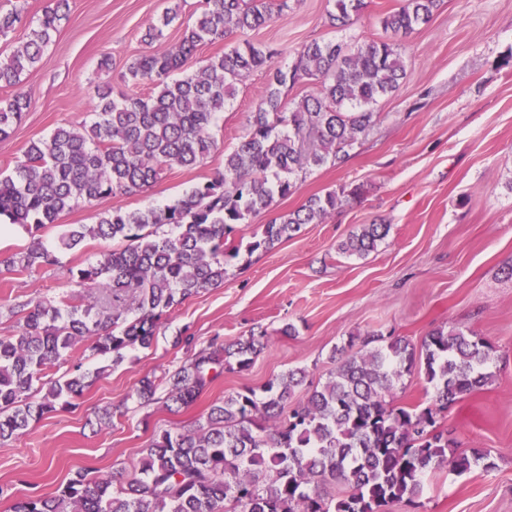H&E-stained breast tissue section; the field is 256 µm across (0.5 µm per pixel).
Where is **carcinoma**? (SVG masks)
Listing matches in <instances>:
<instances>
[{
	"mask_svg": "<svg viewBox=\"0 0 512 512\" xmlns=\"http://www.w3.org/2000/svg\"><path fill=\"white\" fill-rule=\"evenodd\" d=\"M52 2L29 22L26 41L0 61V140L11 136L31 106L23 76L47 63V47L69 19V0ZM330 2V23L340 27L353 24L368 6L367 0ZM441 2L401 0L381 26L405 36L427 23ZM286 8L288 0H206L173 50L143 53L129 65L128 80L151 86L148 96H116L109 85L97 87L90 125L56 127L49 138L30 143L14 171L0 173V221L23 225L31 238L0 264L29 275L55 267L58 254L41 239L47 226L81 201L130 195L165 170L201 165L217 148L215 119L237 83L252 71H270L245 135L224 153L221 173L172 204L65 225L62 249L75 250L88 238L104 248L96 262L69 269V283L88 289L81 303L34 297L11 306L16 330L0 335V445L32 422L76 405L100 376L76 361L66 375L51 377L54 368L78 357V344L119 365L128 351L152 345L164 315L222 283L226 261L239 254L229 244L236 226L293 194L314 169L345 162L374 124L375 105L398 89L405 75L401 56L393 44L375 40H313L284 65L275 64L282 51L246 40L198 72L176 76L202 44L255 30ZM177 16L167 10L147 27L143 41L153 42ZM304 81L315 85L314 92L288 104L283 90ZM362 195L360 185L314 194L260 225L247 251L268 250ZM389 228L365 224L338 250L364 257ZM181 342L188 357L160 380L144 376L135 392L140 402L191 407L220 372L249 369L265 334L229 344L218 337L205 346L192 336ZM494 353L469 329H434L419 353L403 337L373 331L302 406L284 412L307 377L306 370L291 369L268 382L261 398L246 388L212 404L188 428L155 432L142 449L139 472L126 482L116 486L112 476L81 467L57 494L16 499L9 512H388L395 503L414 502L431 470L494 467L488 453H460L456 439L436 430L440 414L492 381ZM416 366L433 388L432 404L394 403L403 376ZM336 481L348 494L326 496V486Z\"/></svg>",
	"mask_w": 512,
	"mask_h": 512,
	"instance_id": "obj_1",
	"label": "carcinoma"
}]
</instances>
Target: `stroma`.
<instances>
[{
    "instance_id": "1",
    "label": "stroma",
    "mask_w": 512,
    "mask_h": 512,
    "mask_svg": "<svg viewBox=\"0 0 512 512\" xmlns=\"http://www.w3.org/2000/svg\"><path fill=\"white\" fill-rule=\"evenodd\" d=\"M398 4L370 0L362 16L340 30L326 21L328 0H293L248 37L290 52L312 40L381 39L379 18ZM203 5L71 0L47 64L24 79L32 104L21 125L0 140V173L12 172L29 143L57 126L88 122L97 85L148 95V86L128 82V65L148 51H171L182 23ZM174 6L179 22L153 43L143 42L146 27ZM398 50L405 77L378 102L376 123L349 159L313 170L274 211L296 209L309 196L343 185H363L360 202L338 208L322 223L303 225L266 252H248L246 245L271 213L253 216L236 228L233 240L241 251L228 262L223 284L171 312L150 348L130 351L118 365L84 356V369L101 375L79 404L45 416L0 446V512L11 500L56 492L81 467L125 479L138 470L140 450L155 430L190 425L224 396L262 391L288 370L306 369V386L291 398L305 401L309 385L324 382L335 368L333 348L350 336L379 331L418 346L437 328H468L495 347L493 382L458 400L438 421L460 449L488 451L495 466L462 475L444 468L429 472L415 504L398 503L390 512H512V278L505 274L512 266V0H443L429 23L399 38ZM105 55L112 62L103 70L98 63ZM268 78L258 70L237 84L214 127L217 148L202 165L164 171L136 195L79 203L59 224H91L108 210L170 204L211 178L245 134ZM373 223L390 227L376 251L360 259L339 254L342 240ZM101 248L86 240L63 253L59 266L32 278L0 273V334L16 326L8 312L16 300L68 293L80 302L83 291L69 287L68 270L86 265ZM289 323L295 335L284 334ZM253 331L265 332L267 345L251 367L221 374L187 411L172 414L163 403L137 400L143 376H164L185 360L181 333L204 344L216 336L229 343ZM116 407L125 413L109 427L89 426L95 412Z\"/></svg>"
}]
</instances>
